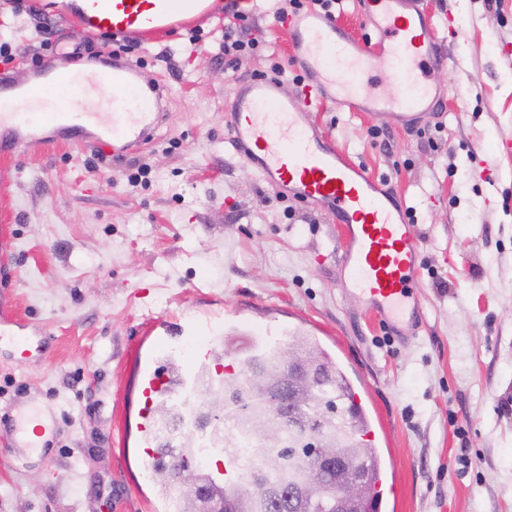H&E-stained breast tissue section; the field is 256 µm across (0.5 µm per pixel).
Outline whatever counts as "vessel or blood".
I'll use <instances>...</instances> for the list:
<instances>
[{
	"instance_id": "1",
	"label": "vessel or blood",
	"mask_w": 512,
	"mask_h": 512,
	"mask_svg": "<svg viewBox=\"0 0 512 512\" xmlns=\"http://www.w3.org/2000/svg\"><path fill=\"white\" fill-rule=\"evenodd\" d=\"M205 0H79L77 18L87 34L119 37L187 26ZM358 16L360 35L340 18L285 9L277 25L289 38L290 60L304 77L300 94L287 96L279 81L255 77L238 83L225 125L224 148L250 164L259 179L286 197L323 207L344 230L338 264L346 291L383 318L392 335L419 328L422 308L415 297L420 241L401 195L385 180L349 159L325 130L308 122L310 112L328 104L352 112L390 117L408 128L424 122L441 103L430 69L446 59L432 15L418 0H366ZM396 73L400 93L370 92L364 76ZM42 81L28 87L0 86V157L47 144V131L60 142L92 145L119 156L151 144L168 119L167 87L144 81L138 63L112 58L107 69L45 66ZM215 312L193 319L190 331L164 321L155 326L149 352L135 380L138 449L146 466L160 454L148 405L177 403L188 391L216 388L221 368L209 354L224 336ZM205 338L204 350L186 353L190 335ZM43 412L6 409L0 423L44 437Z\"/></svg>"
}]
</instances>
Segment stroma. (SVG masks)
<instances>
[{
    "instance_id": "1",
    "label": "stroma",
    "mask_w": 512,
    "mask_h": 512,
    "mask_svg": "<svg viewBox=\"0 0 512 512\" xmlns=\"http://www.w3.org/2000/svg\"><path fill=\"white\" fill-rule=\"evenodd\" d=\"M445 66L429 73L441 108L420 129L328 105L311 120L352 160L402 193L420 240L416 335L387 336L344 292L343 239L322 207L281 197L224 150L225 110L240 79L286 68L289 42L257 0L258 47L219 52L224 0L193 28L135 40L147 79H163L159 141L126 159L69 144L0 158V287L29 338L0 347V408L47 410L40 448L0 428V512H163L137 459L133 367L150 319L216 304L224 362L247 354L258 323L316 336L346 372L370 420L389 487L381 512H512V0H422ZM51 38L62 70L91 64L102 40L75 7L0 0V81L39 80ZM491 154L483 174L478 154Z\"/></svg>"
}]
</instances>
